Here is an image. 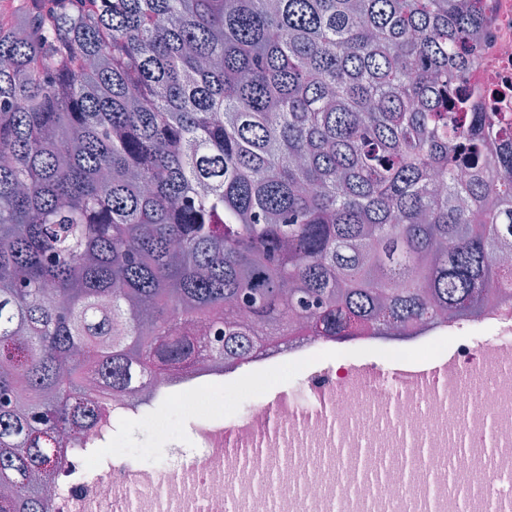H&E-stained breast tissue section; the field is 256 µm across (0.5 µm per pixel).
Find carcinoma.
<instances>
[{"label": "carcinoma", "mask_w": 512, "mask_h": 512, "mask_svg": "<svg viewBox=\"0 0 512 512\" xmlns=\"http://www.w3.org/2000/svg\"><path fill=\"white\" fill-rule=\"evenodd\" d=\"M469 0H13L0 17V512L88 376L512 302V117L448 111ZM207 323L211 341L193 337Z\"/></svg>", "instance_id": "1"}]
</instances>
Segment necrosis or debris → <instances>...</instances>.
<instances>
[{
	"instance_id": "obj_1",
	"label": "necrosis or debris",
	"mask_w": 512,
	"mask_h": 512,
	"mask_svg": "<svg viewBox=\"0 0 512 512\" xmlns=\"http://www.w3.org/2000/svg\"><path fill=\"white\" fill-rule=\"evenodd\" d=\"M481 4L478 59L466 81L475 100L512 112V0ZM511 334L512 307L494 296L474 318L358 336L359 346L374 355L370 362L322 366V357L332 352L327 339L302 334L258 348L246 374L239 361L205 357L145 388L112 390L89 383L98 418L73 434V447L65 450L47 482L50 510L102 512L113 503L126 505L128 512H224L225 503L234 501L244 512H266L267 499L276 498L281 512H497L499 504L512 501ZM445 343L452 353L438 391L414 393L380 383L372 392L359 390V377L375 370L376 360L406 370L416 364L412 352L434 351ZM287 367L305 369L310 404L259 403L235 417L213 400L217 387L238 386ZM471 372L486 381L487 395L462 393L460 382ZM459 402L465 407L461 428L488 434L492 445L491 451L471 452L461 463L447 426ZM159 404L192 421L202 454L185 469L147 465L111 446L112 430L153 414ZM368 412L382 420L381 429L363 425ZM297 444L345 448L342 474L324 479L326 462L292 455ZM364 444L389 449L400 461L392 482L375 478L363 463ZM250 448L259 449L262 458L287 463L293 489L247 473Z\"/></svg>"
}]
</instances>
